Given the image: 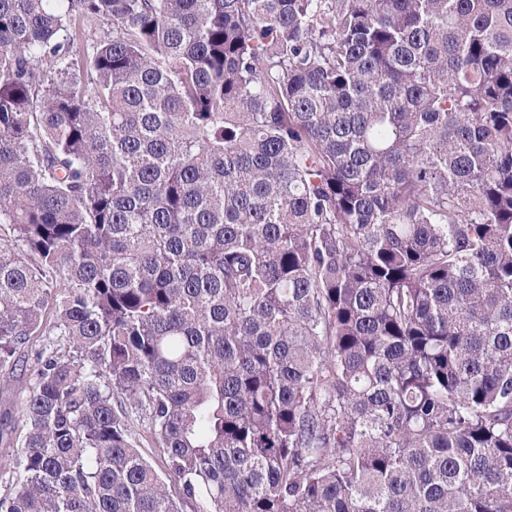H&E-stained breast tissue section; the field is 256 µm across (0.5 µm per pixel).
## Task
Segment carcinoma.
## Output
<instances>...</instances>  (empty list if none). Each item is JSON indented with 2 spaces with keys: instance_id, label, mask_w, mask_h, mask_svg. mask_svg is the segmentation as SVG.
Masks as SVG:
<instances>
[{
  "instance_id": "obj_1",
  "label": "carcinoma",
  "mask_w": 512,
  "mask_h": 512,
  "mask_svg": "<svg viewBox=\"0 0 512 512\" xmlns=\"http://www.w3.org/2000/svg\"><path fill=\"white\" fill-rule=\"evenodd\" d=\"M0 382V512H512V0H0ZM135 430L137 432V441H139V449L147 458L156 472L164 477L163 456L159 450L156 441L152 438L150 431L145 423L134 421Z\"/></svg>"
}]
</instances>
